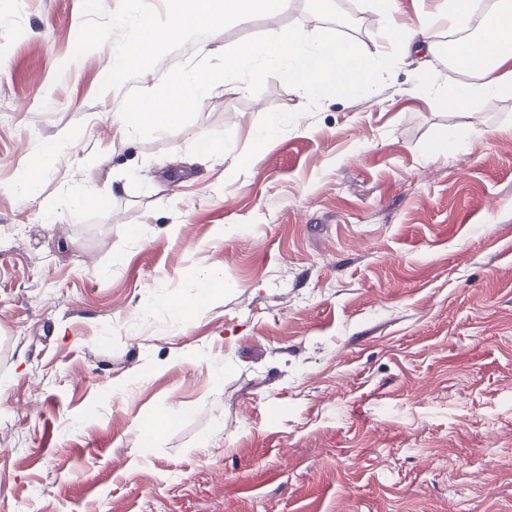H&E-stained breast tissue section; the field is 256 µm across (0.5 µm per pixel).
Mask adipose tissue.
<instances>
[{
	"mask_svg": "<svg viewBox=\"0 0 512 512\" xmlns=\"http://www.w3.org/2000/svg\"><path fill=\"white\" fill-rule=\"evenodd\" d=\"M376 9L394 19L399 0H372ZM288 0H186L178 22L162 28L155 19L142 17L138 33L114 48L113 77H121L128 66L150 56L164 39L178 41L190 31L222 24L226 19L245 21L255 13L275 15L284 10ZM438 25L458 32L478 28L482 37L476 42L460 43L456 50L459 64L482 58L486 64L475 81L455 86L443 98L448 111L461 112L473 102L492 97H512V0H499L497 8H487L485 0H436L434 10L419 15L416 24L395 21L389 41L401 56L420 54L438 58L439 48L431 40V30Z\"/></svg>",
	"mask_w": 512,
	"mask_h": 512,
	"instance_id": "ef3b65f1",
	"label": "adipose tissue"
}]
</instances>
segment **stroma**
I'll return each mask as SVG.
<instances>
[{"mask_svg":"<svg viewBox=\"0 0 512 512\" xmlns=\"http://www.w3.org/2000/svg\"><path fill=\"white\" fill-rule=\"evenodd\" d=\"M179 8L0 0V512H512V98L448 112L469 73L413 55L310 114L271 77L118 134L130 90L274 23L389 49L369 0H292L113 79L138 14ZM276 109L298 124L237 171Z\"/></svg>","mask_w":512,"mask_h":512,"instance_id":"obj_1","label":"stroma"}]
</instances>
